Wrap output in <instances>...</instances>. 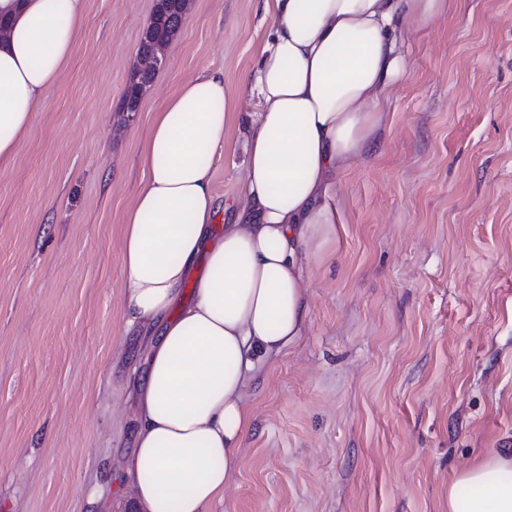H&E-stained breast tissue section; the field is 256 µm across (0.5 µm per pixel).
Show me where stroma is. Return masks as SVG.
Returning a JSON list of instances; mask_svg holds the SVG:
<instances>
[{
	"label": "stroma",
	"instance_id": "obj_1",
	"mask_svg": "<svg viewBox=\"0 0 512 512\" xmlns=\"http://www.w3.org/2000/svg\"><path fill=\"white\" fill-rule=\"evenodd\" d=\"M155 4L87 0L64 80L0 169V512H130L143 361L120 221L140 142L179 83L242 87L272 30L263 0H192L125 112ZM401 52L371 152L336 177L306 332L249 384L253 428L208 512H448L456 476L512 448V0H448ZM243 133L213 161L222 225ZM157 71L146 70L133 77L123 98V110L126 109L128 112L138 111L143 93L152 83Z\"/></svg>",
	"mask_w": 512,
	"mask_h": 512
}]
</instances>
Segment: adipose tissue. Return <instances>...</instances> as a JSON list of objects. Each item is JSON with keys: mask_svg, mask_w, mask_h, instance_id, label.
I'll use <instances>...</instances> for the list:
<instances>
[{"mask_svg": "<svg viewBox=\"0 0 512 512\" xmlns=\"http://www.w3.org/2000/svg\"><path fill=\"white\" fill-rule=\"evenodd\" d=\"M446 0H264L273 22L242 92L213 72L154 113L143 180L122 224V314L146 341L123 477L138 512H206L223 500L252 425L261 366L303 336L306 271L336 238V176L366 153L406 62L398 44ZM0 168L63 79L86 0H0ZM234 216L215 232L212 164L242 101ZM191 301H184L186 283ZM448 512H512V450L448 490Z\"/></svg>", "mask_w": 512, "mask_h": 512, "instance_id": "obj_1", "label": "adipose tissue"}]
</instances>
